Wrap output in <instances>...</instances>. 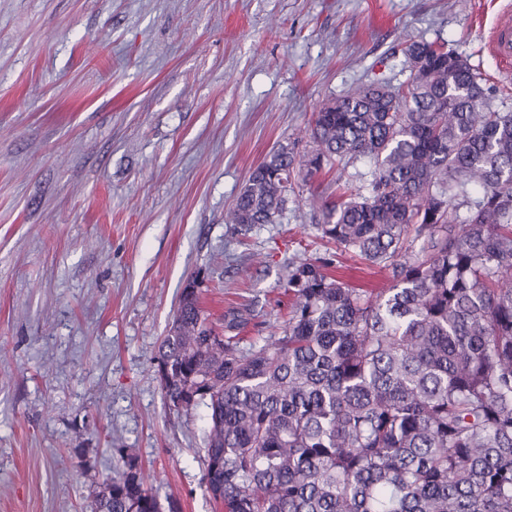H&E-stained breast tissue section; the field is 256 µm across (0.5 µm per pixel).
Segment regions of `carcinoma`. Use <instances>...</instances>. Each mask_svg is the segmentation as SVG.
<instances>
[{
	"instance_id": "obj_1",
	"label": "carcinoma",
	"mask_w": 512,
	"mask_h": 512,
	"mask_svg": "<svg viewBox=\"0 0 512 512\" xmlns=\"http://www.w3.org/2000/svg\"><path fill=\"white\" fill-rule=\"evenodd\" d=\"M400 46L406 82L324 104L311 150L255 167L225 219L277 224L295 183L363 160V190L313 206L322 237L391 269L392 288L361 294L331 259L302 260L281 336L241 348L244 314L217 326L196 293L159 344L168 410H208L221 512H512V113L487 107L458 53ZM95 512L181 506L162 505L130 458Z\"/></svg>"
}]
</instances>
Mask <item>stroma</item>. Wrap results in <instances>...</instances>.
<instances>
[{
  "label": "stroma",
  "instance_id": "35a3bbf8",
  "mask_svg": "<svg viewBox=\"0 0 512 512\" xmlns=\"http://www.w3.org/2000/svg\"><path fill=\"white\" fill-rule=\"evenodd\" d=\"M506 0H0V512H91L119 449L183 512H218L205 409L170 415L155 355L189 281L242 347L279 335L293 263L331 251L309 193L280 223L225 224L251 170L303 150L327 100L405 82L401 38L467 57L487 104ZM360 292L389 269L337 252Z\"/></svg>",
  "mask_w": 512,
  "mask_h": 512
}]
</instances>
